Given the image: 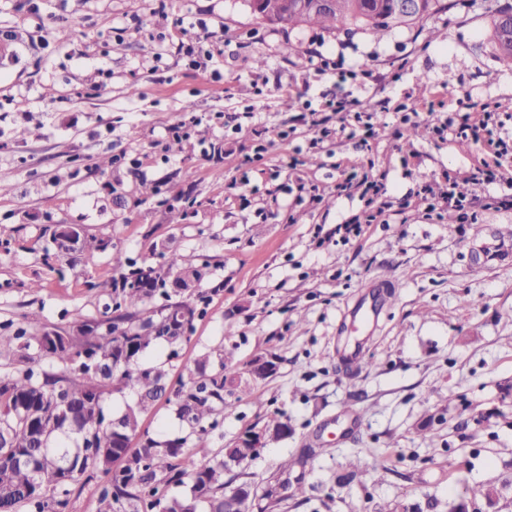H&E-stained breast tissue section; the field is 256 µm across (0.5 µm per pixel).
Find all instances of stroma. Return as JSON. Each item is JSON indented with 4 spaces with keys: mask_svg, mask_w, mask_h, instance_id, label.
Segmentation results:
<instances>
[{
    "mask_svg": "<svg viewBox=\"0 0 512 512\" xmlns=\"http://www.w3.org/2000/svg\"><path fill=\"white\" fill-rule=\"evenodd\" d=\"M447 3L379 39L272 26L245 0H0V33L16 40L13 62L0 64V180L14 186L0 195V323L34 333L100 317L105 298L91 284L110 276L109 258L48 266L54 224L84 225L140 264L207 263L187 340L143 361L164 365L175 389L206 352L225 356L210 373L241 379L256 356L278 357L276 374L250 382L205 436L216 453L285 413L288 438L242 467L261 484L282 458L319 448L309 502L269 512H373L490 482L503 496L484 512H512V265L480 264L472 250L479 227L512 235V206L464 219L429 208L452 180L464 195L501 196L512 168L474 185L483 142L400 122L404 109L489 111L512 136V60L491 39L493 15L512 0ZM335 98L370 124L337 134ZM250 106L252 128L238 130ZM188 111L202 121L175 138ZM317 116L329 136L318 137ZM355 172L382 182L378 200L394 217L345 240L337 225L365 202L336 186ZM145 183L181 196V223L142 195ZM381 278L397 283L382 297ZM372 300L375 321L352 330ZM356 351L368 365L353 377L343 359ZM433 414L443 423L418 435ZM175 437L198 440L162 400L131 446ZM355 457L359 479L337 485Z\"/></svg>",
    "mask_w": 512,
    "mask_h": 512,
    "instance_id": "obj_1",
    "label": "stroma"
}]
</instances>
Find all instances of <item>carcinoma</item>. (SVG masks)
Masks as SVG:
<instances>
[{
  "instance_id": "cac0c4a2",
  "label": "carcinoma",
  "mask_w": 512,
  "mask_h": 512,
  "mask_svg": "<svg viewBox=\"0 0 512 512\" xmlns=\"http://www.w3.org/2000/svg\"><path fill=\"white\" fill-rule=\"evenodd\" d=\"M251 11L270 24L295 29L317 27L334 32L372 29L381 34L414 24L425 15L448 9L444 0H420L411 15H397L388 0H335L336 7L323 10L316 0H247ZM512 8H501L493 22V40L499 55L512 59V31L504 29L501 17ZM64 225L51 234L53 255L61 261L72 251L95 256L109 254L112 276L88 283L112 295L106 306L109 315L85 319L70 328L42 327L35 335L27 329L0 331V351L11 350L28 358L31 347L67 373L57 375L28 368L0 370V512H61L65 503L49 493L68 494V487L90 471L108 475L102 486L96 512H266L273 504L293 499L304 504L307 467L319 449L307 446L278 464L274 480L259 488L253 482L225 475L233 468L258 458L247 438H239L220 456L198 442L186 448L184 438L146 439L141 448L128 454L131 438L139 433L143 417L161 398L173 402L179 419L203 434L215 412L231 403L224 397L228 387H240L233 376L205 375L209 356L199 358L200 378L175 391L167 386L168 373L161 365L143 367L140 358L156 346L176 347L191 330L198 310L196 290L206 266L178 263L136 265L112 240L81 231L74 250L63 239ZM166 303L156 307L157 294ZM278 358L271 354L250 363L248 374L266 379L277 372ZM131 388L137 400L126 405L112 428L103 397L110 390ZM288 419L274 414L267 421V441L288 437ZM122 459L124 467L110 473L112 462ZM297 476H292L293 472ZM190 483V494L167 493L171 483ZM434 512H468L465 498L442 503L428 501Z\"/></svg>"
}]
</instances>
